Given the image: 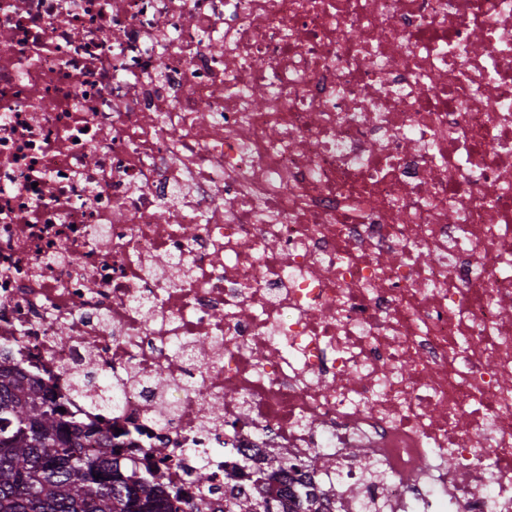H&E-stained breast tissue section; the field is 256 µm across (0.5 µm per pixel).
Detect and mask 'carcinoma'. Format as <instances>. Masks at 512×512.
<instances>
[{
    "label": "carcinoma",
    "instance_id": "carcinoma-1",
    "mask_svg": "<svg viewBox=\"0 0 512 512\" xmlns=\"http://www.w3.org/2000/svg\"><path fill=\"white\" fill-rule=\"evenodd\" d=\"M112 402V381L95 366L83 380ZM108 439L76 418L14 372L0 368V512H187L179 494L154 487L148 477L112 454ZM101 478H96V475ZM261 494H239L235 512H274L281 497L270 478L259 476Z\"/></svg>",
    "mask_w": 512,
    "mask_h": 512
}]
</instances>
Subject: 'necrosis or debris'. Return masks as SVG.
<instances>
[{
	"mask_svg": "<svg viewBox=\"0 0 512 512\" xmlns=\"http://www.w3.org/2000/svg\"><path fill=\"white\" fill-rule=\"evenodd\" d=\"M1 364L202 512H512V0H0ZM83 382L87 386L99 390L101 398H104V402L112 403V397L116 399V397L112 395V381L110 377L108 374L98 370L95 366L90 365L87 367ZM263 475V476H262ZM262 480V482H259ZM270 477H265L264 472H260V476L257 478L255 485L260 487L261 494L259 496H252L240 493L236 496L234 505L235 511L228 512H274V501H277L281 494L276 488L270 484Z\"/></svg>",
	"mask_w": 512,
	"mask_h": 512,
	"instance_id": "obj_1",
	"label": "necrosis or debris"
}]
</instances>
